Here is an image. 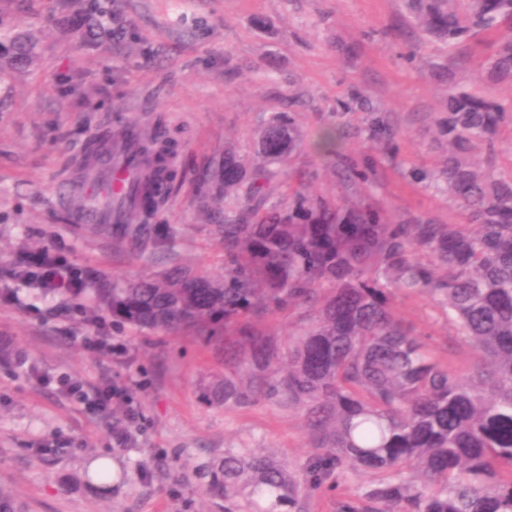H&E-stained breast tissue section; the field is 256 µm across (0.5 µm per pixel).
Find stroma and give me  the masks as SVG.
Here are the masks:
<instances>
[{
	"label": "stroma",
	"instance_id": "obj_1",
	"mask_svg": "<svg viewBox=\"0 0 512 512\" xmlns=\"http://www.w3.org/2000/svg\"><path fill=\"white\" fill-rule=\"evenodd\" d=\"M76 0H0L6 27L40 37L27 69L0 70V490L18 512H224L207 492L211 464L225 453L273 455L296 485L288 512H339L363 502L378 474L340 470L310 485L320 452L303 410L273 400L235 409L204 398L221 373L211 350L186 335L137 334L111 315L89 322L66 295L37 297L17 278L22 253L49 247L66 264L104 279L146 273L136 258L93 232L76 231L69 201L83 198L89 141L127 123H163L179 142L173 189L154 218L181 227L175 253L156 270L188 264L219 271L222 252L207 226L224 201L205 193L201 172L224 150L247 151L270 113L300 97L301 166L314 190L336 178L313 151L318 130L340 125L358 151L366 111L387 113L400 152L378 155L375 201L391 216L455 224L454 203L418 180L441 158L434 126L440 88L426 64L407 61L414 36L404 0H112L115 36H82ZM392 305L448 354L451 372L478 360L429 298L396 292ZM85 336L96 348L82 344ZM79 386L80 396L59 382ZM125 388L122 403L96 406L98 390ZM130 439L117 446L116 425Z\"/></svg>",
	"mask_w": 512,
	"mask_h": 512
}]
</instances>
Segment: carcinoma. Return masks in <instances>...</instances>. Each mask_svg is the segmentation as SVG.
Returning <instances> with one entry per match:
<instances>
[{"label": "carcinoma", "mask_w": 512, "mask_h": 512, "mask_svg": "<svg viewBox=\"0 0 512 512\" xmlns=\"http://www.w3.org/2000/svg\"><path fill=\"white\" fill-rule=\"evenodd\" d=\"M411 27L445 46L433 63L443 107L436 139L444 159L430 184L457 204L461 224L422 216L394 220L370 202L380 180L372 153L397 151L398 132L370 113L367 145L352 153L338 129L317 142L345 195L316 193L297 167L302 143L292 112H272L256 134L254 157L224 150L202 187L224 196L222 223L209 234L224 252L222 272L174 267L110 288H72L88 316L136 331L185 334L212 348L224 379L209 398L243 407L261 398L303 409L324 450L320 469L387 472L365 493L364 512H512V177L495 175L493 156L506 112L471 85L512 87V0H405ZM91 26L106 14L84 0ZM481 47L467 80L457 78L460 46ZM38 37L0 32V52L18 64L37 56ZM87 157L103 173V146ZM177 140L160 126L138 136L112 202L120 218L93 228L146 265L171 254L179 231L148 224L174 178ZM485 158L479 159V153ZM287 191L270 201L271 167ZM425 295L447 312L456 335L482 352L468 373L448 370L427 339L396 314L397 291ZM303 308L295 332L277 338L267 322ZM224 512L287 506L295 484L266 454H224L209 484Z\"/></svg>", "instance_id": "carcinoma-1"}]
</instances>
